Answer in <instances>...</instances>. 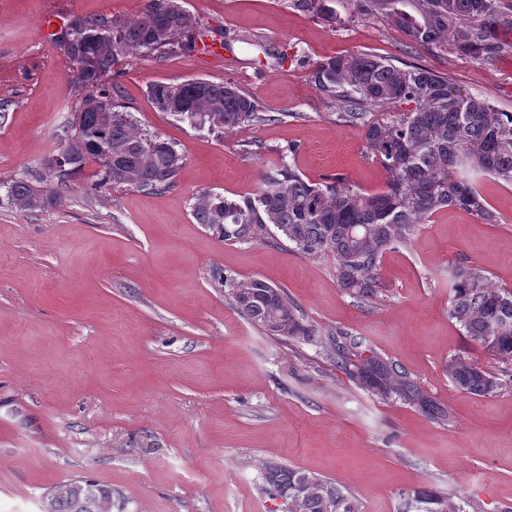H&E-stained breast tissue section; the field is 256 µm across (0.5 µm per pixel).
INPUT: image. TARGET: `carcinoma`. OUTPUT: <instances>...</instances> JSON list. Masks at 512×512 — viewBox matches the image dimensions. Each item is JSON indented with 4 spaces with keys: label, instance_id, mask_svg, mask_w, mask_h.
Masks as SVG:
<instances>
[{
    "label": "carcinoma",
    "instance_id": "obj_1",
    "mask_svg": "<svg viewBox=\"0 0 512 512\" xmlns=\"http://www.w3.org/2000/svg\"><path fill=\"white\" fill-rule=\"evenodd\" d=\"M332 0H293L295 7L336 20ZM357 15H378L418 46H444L459 59L493 62L512 49L500 32H512V0H339ZM167 0H146L129 22L75 18L60 34L77 66L71 118L60 127L67 173L61 180L46 164L8 187V201L28 210L62 202L73 176L93 161L100 179L87 192L109 185L163 193L177 184L183 157L161 134L145 133L122 101L115 82L118 58L138 52L164 59L174 50L198 47L205 32L191 12L166 8ZM310 81L324 99L341 109L337 120L361 131L364 157L386 176L383 189L367 192L340 177L313 182L285 159L261 172L257 191L241 200L204 192L193 214L223 241H262L275 229L294 251L308 257L331 255L338 282L363 304L386 295L379 275L382 254L412 242L419 225L444 208H457L495 224L498 217L475 186L479 175L512 185V112H499L485 99L463 95L448 77L422 65L395 64L366 52L337 54L311 64ZM154 107L193 127L232 130L269 121L255 99L231 82L190 79L154 83L147 89ZM382 108L376 115L373 110ZM224 298L238 315L270 336L309 342L314 330L303 323L288 292L261 279L237 282L216 276ZM448 318L470 344L490 359L512 364V289L495 285L479 265L448 271ZM323 355L356 386L389 400L398 397L438 424L450 421L438 402L398 364L363 347L344 331L320 339ZM444 371L461 392H495L512 373L492 371L463 356L448 358ZM276 495L294 502L291 512H361L359 503L331 482L261 462ZM48 512H112V491L88 479L60 483L45 496ZM406 512H481L467 497L450 503L433 491L408 498Z\"/></svg>",
    "mask_w": 512,
    "mask_h": 512
}]
</instances>
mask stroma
<instances>
[{"label": "stroma", "mask_w": 512, "mask_h": 512, "mask_svg": "<svg viewBox=\"0 0 512 512\" xmlns=\"http://www.w3.org/2000/svg\"><path fill=\"white\" fill-rule=\"evenodd\" d=\"M144 3L0 0V198L6 182L61 149L75 68L42 19L124 22ZM183 5L226 48L163 60L131 53L117 79L140 128L177 143L176 187L92 193L91 162L58 205H0V512H37L44 492L79 478L111 488L122 512H286L264 490L259 462L269 458L336 484L362 512H399L416 489L471 497L484 512L512 507V384L466 395L443 372L452 355L483 357L448 318L449 268L474 263L512 289V185L477 181L498 223L445 208L410 245L383 253L389 293L372 306L340 287L333 257L271 239L223 242L193 215L201 193H255L281 158L315 182L383 188L360 130L334 121L309 62L362 51L418 63L512 112V51L466 62L412 46L382 17L340 7L330 21L292 0ZM194 78L233 81L268 122L194 128L147 97L150 84ZM220 273L288 290L317 335L362 337L446 405L450 422L355 386L317 343L265 335L225 301Z\"/></svg>", "instance_id": "35a3bbf8"}]
</instances>
